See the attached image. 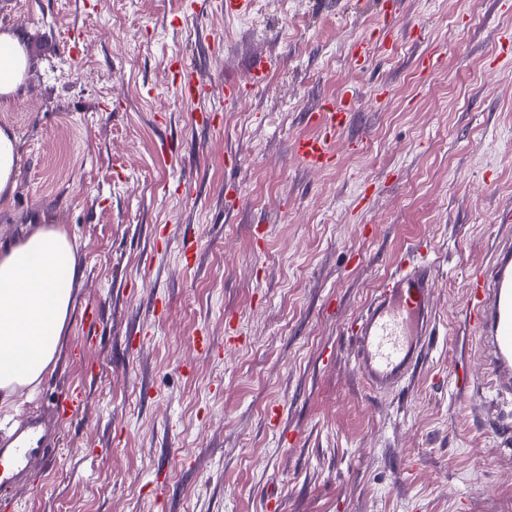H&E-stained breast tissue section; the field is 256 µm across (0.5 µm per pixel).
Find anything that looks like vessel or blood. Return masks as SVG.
I'll list each match as a JSON object with an SVG mask.
<instances>
[{"label":"vessel or blood","instance_id":"1","mask_svg":"<svg viewBox=\"0 0 512 512\" xmlns=\"http://www.w3.org/2000/svg\"><path fill=\"white\" fill-rule=\"evenodd\" d=\"M173 84L188 100L204 98L208 87L181 56L172 59ZM346 108L329 107L319 114L325 127L321 137L295 142L293 152L306 166L323 168L334 155L331 136L349 125ZM399 270L387 277L353 329V347L360 374L373 390L399 387L418 366L430 336L434 315L431 304L436 283L432 263L403 254ZM469 324L481 348L489 388L499 396H512V242L501 244L493 261L475 268L468 279L465 303ZM53 440L41 416L29 417L20 427L0 434V487L13 485L30 458L46 452Z\"/></svg>","mask_w":512,"mask_h":512}]
</instances>
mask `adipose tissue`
<instances>
[{
  "instance_id": "obj_1",
  "label": "adipose tissue",
  "mask_w": 512,
  "mask_h": 512,
  "mask_svg": "<svg viewBox=\"0 0 512 512\" xmlns=\"http://www.w3.org/2000/svg\"><path fill=\"white\" fill-rule=\"evenodd\" d=\"M29 70L21 31L0 33V103L21 94ZM81 272L65 227L42 226L0 244V407L39 383L56 361Z\"/></svg>"
}]
</instances>
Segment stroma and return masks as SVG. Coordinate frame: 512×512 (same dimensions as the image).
Returning <instances> with one entry per match:
<instances>
[{"mask_svg":"<svg viewBox=\"0 0 512 512\" xmlns=\"http://www.w3.org/2000/svg\"><path fill=\"white\" fill-rule=\"evenodd\" d=\"M17 28L0 241L64 225L83 275L55 366L0 432L69 392L82 412L0 512H512V399L485 386L464 302L512 240V0H0ZM176 55L204 100L176 93ZM259 59L277 86H249ZM341 99L334 162L309 168L293 143ZM202 107L219 129L191 125ZM412 246L436 265L434 328L374 394L350 328ZM18 160L17 138L11 131L0 128V206L8 202L15 187Z\"/></svg>","mask_w":512,"mask_h":512,"instance_id":"35a3bbf8","label":"stroma"}]
</instances>
